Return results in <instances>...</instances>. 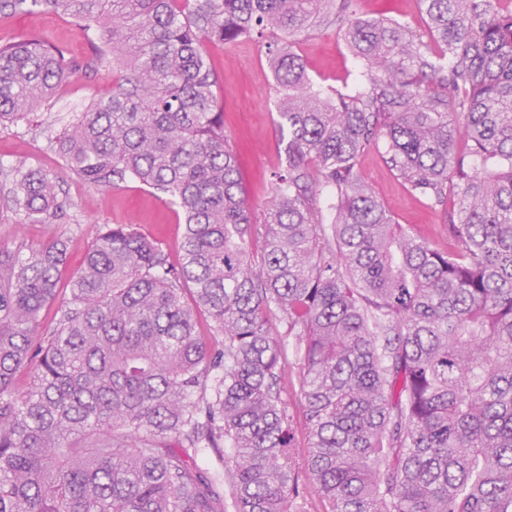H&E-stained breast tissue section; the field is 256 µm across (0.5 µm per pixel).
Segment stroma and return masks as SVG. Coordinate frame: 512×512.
<instances>
[{
    "label": "stroma",
    "instance_id": "35a3bbf8",
    "mask_svg": "<svg viewBox=\"0 0 512 512\" xmlns=\"http://www.w3.org/2000/svg\"><path fill=\"white\" fill-rule=\"evenodd\" d=\"M356 13L361 18L397 21L423 40L429 34L418 0H356ZM31 32L65 46L72 55L85 57L90 53L88 37L70 19L46 9L35 16L20 12L0 14V41L16 40ZM294 48L315 83L341 90L352 82V58L344 42L332 32L300 34ZM208 51L213 69L220 76L224 133L244 151L243 185L252 213L259 217L273 197L272 173L285 160L274 123L277 97L267 43L244 38L209 46ZM111 81V74L104 71L76 73L59 83L51 99L27 121L0 126V167L42 169L57 174L67 202L64 216L50 224L24 223L19 215L0 205V246L66 240L68 258L62 271L66 279L80 268L91 243L90 231L96 225H132L156 241L171 262L180 260L183 219L175 207L136 183L105 191L85 186L60 164L45 135L47 129L63 127L90 99L102 94ZM358 171L396 223L419 226L430 243L440 248L447 246L441 211L412 196L376 148L362 153Z\"/></svg>",
    "mask_w": 512,
    "mask_h": 512
}]
</instances>
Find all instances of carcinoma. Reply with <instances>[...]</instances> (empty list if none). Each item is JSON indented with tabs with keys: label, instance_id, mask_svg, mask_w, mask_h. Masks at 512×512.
Here are the masks:
<instances>
[{
	"label": "carcinoma",
	"instance_id": "obj_1",
	"mask_svg": "<svg viewBox=\"0 0 512 512\" xmlns=\"http://www.w3.org/2000/svg\"><path fill=\"white\" fill-rule=\"evenodd\" d=\"M352 2L0 0L98 34L85 60L40 35L0 44V124L112 71L51 146L83 183H138L185 224L177 266L128 224L96 231L46 327L66 243L0 246V512H308L314 496L322 512H512V11L419 0L424 42ZM315 30L362 63L352 89L313 85L293 41ZM254 34L285 154L260 228L208 54ZM378 142L448 247L361 181ZM6 182L27 223L64 214L51 173ZM276 316L298 341L303 446ZM208 452L216 467L189 464Z\"/></svg>",
	"mask_w": 512,
	"mask_h": 512
}]
</instances>
